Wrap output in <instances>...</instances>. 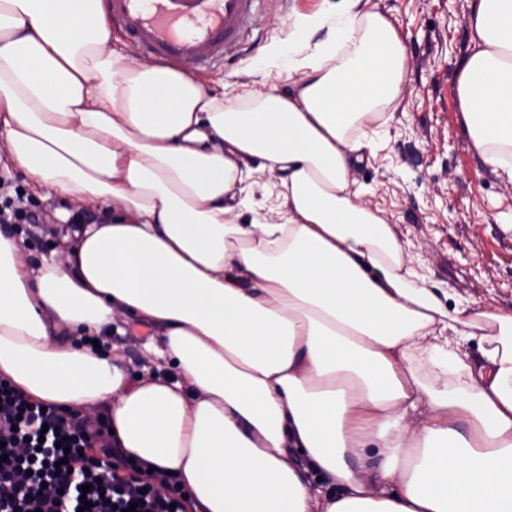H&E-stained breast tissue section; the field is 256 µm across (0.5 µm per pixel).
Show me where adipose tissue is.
<instances>
[{
    "instance_id": "1",
    "label": "adipose tissue",
    "mask_w": 512,
    "mask_h": 512,
    "mask_svg": "<svg viewBox=\"0 0 512 512\" xmlns=\"http://www.w3.org/2000/svg\"><path fill=\"white\" fill-rule=\"evenodd\" d=\"M469 27L458 107L512 179V0H475ZM322 28L258 59L292 91L225 97L113 47L105 0H0V157L67 224L60 260L0 231V376L105 411L197 512H512V315L446 309L348 178L405 89L397 21L337 0L293 38ZM249 159L280 223L230 219ZM120 320L153 329L162 370L94 347ZM480 328L476 369L458 345Z\"/></svg>"
}]
</instances>
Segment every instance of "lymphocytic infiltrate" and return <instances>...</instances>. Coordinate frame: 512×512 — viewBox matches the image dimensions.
I'll return each instance as SVG.
<instances>
[{
	"mask_svg": "<svg viewBox=\"0 0 512 512\" xmlns=\"http://www.w3.org/2000/svg\"><path fill=\"white\" fill-rule=\"evenodd\" d=\"M122 458L101 429L0 385V512H187L183 490L157 493Z\"/></svg>",
	"mask_w": 512,
	"mask_h": 512,
	"instance_id": "1",
	"label": "lymphocytic infiltrate"
}]
</instances>
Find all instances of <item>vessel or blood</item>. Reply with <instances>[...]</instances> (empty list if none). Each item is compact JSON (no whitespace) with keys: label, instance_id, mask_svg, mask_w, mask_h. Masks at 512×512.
<instances>
[{"label":"vessel or blood","instance_id":"vessel-or-blood-1","mask_svg":"<svg viewBox=\"0 0 512 512\" xmlns=\"http://www.w3.org/2000/svg\"><path fill=\"white\" fill-rule=\"evenodd\" d=\"M255 0H107L115 29L137 54L210 66L234 55L253 24Z\"/></svg>","mask_w":512,"mask_h":512}]
</instances>
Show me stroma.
Wrapping results in <instances>:
<instances>
[{
    "label": "stroma",
    "instance_id": "obj_1",
    "mask_svg": "<svg viewBox=\"0 0 512 512\" xmlns=\"http://www.w3.org/2000/svg\"><path fill=\"white\" fill-rule=\"evenodd\" d=\"M397 20L406 47V90L399 104L366 128L374 145L349 169L360 201L380 210L446 307L512 314V179L475 150L455 92L469 46L473 0H375ZM336 0H256L257 26L224 62L195 67L194 77L230 94L256 79L253 64L270 44L287 41L297 18L333 10ZM23 190L38 210L33 224H16L34 257H50L63 229L60 200L33 193L26 175L0 159V191ZM151 332L130 324L102 337L115 346L131 375L153 367Z\"/></svg>",
    "mask_w": 512,
    "mask_h": 512
}]
</instances>
